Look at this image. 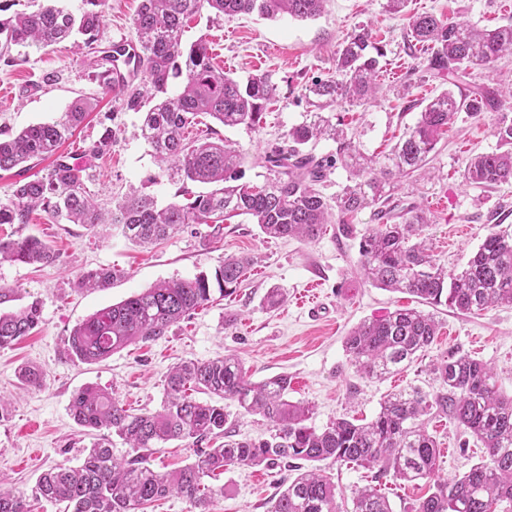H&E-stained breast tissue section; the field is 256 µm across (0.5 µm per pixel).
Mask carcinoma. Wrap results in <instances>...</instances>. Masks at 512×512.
Masks as SVG:
<instances>
[{
	"label": "carcinoma",
	"mask_w": 512,
	"mask_h": 512,
	"mask_svg": "<svg viewBox=\"0 0 512 512\" xmlns=\"http://www.w3.org/2000/svg\"><path fill=\"white\" fill-rule=\"evenodd\" d=\"M327 0H141L133 18L136 39L131 46L113 44L103 51L92 79L111 92L123 109L142 114L140 137L154 158L167 164L168 177L208 190L192 195L183 188L185 204L158 206L154 196L134 190L111 211H103L85 190L89 167L58 152L71 130L82 123L91 104L77 98L62 120L31 125L0 139V170L32 160L54 157L45 176L13 184L11 199L0 202L1 224H27L40 208L56 220L91 228L113 224L126 238L151 244L185 224H218L245 215L268 238L316 240L324 224L337 215L340 231L352 232L349 219L372 207L381 228L360 238V269L378 288L409 293L432 306L446 305L462 314L496 306H512V229L496 225L457 273L436 262L422 235L428 224L422 209L409 203L394 211L391 191L401 178L422 168L435 151L444 128L458 113L478 117L503 105L497 88H452L428 101L416 123L382 157L359 151L344 128L323 112H310L288 130L284 141L266 151L261 162L271 177L256 185H239L242 156L224 140L189 141L186 128L206 114L225 127L259 125L276 85L267 75L241 83L217 70L208 43L200 38L186 46L185 27L207 6L218 16L256 13L264 18L288 15L305 20L321 14ZM104 0H83L73 13L59 0H45L31 12L0 20V57L11 60L13 48L42 50L69 37L95 50L103 25ZM410 45L430 48L428 69L435 76L457 77L473 66H488L512 55V22L485 30L464 20H443L431 14L408 18ZM381 46L365 28L351 33L336 51V78L317 80L308 94L327 104L338 98L363 104L378 92ZM182 89L169 93L173 79ZM498 148L470 158L463 173L476 187L512 183V122L495 126ZM328 138L336 152L318 157L305 151L312 141ZM112 148L107 129L82 155L99 158ZM348 171V183L327 198L319 189L331 170ZM56 256L35 237L0 239V261L48 264ZM246 256H226L214 277L164 280L118 303L98 310L77 324L67 339V353L83 363H96L136 342L155 341L181 320L210 303L233 294L250 265ZM115 277L110 269L89 270L80 284L103 288ZM40 301L16 312H0V348L28 336L41 323ZM439 332L435 317L416 308H401L368 319L352 329L345 350L359 372L382 380L431 346ZM439 383L433 392L401 390L384 396L376 415L358 424L340 417L317 429L309 424L310 405L288 400L291 381L277 375L251 381L239 358L230 353L206 362L183 361L166 376V399L156 413L135 414L111 393L87 386L75 393L70 413L75 422L107 433L92 443L78 468L60 465L41 474L32 496L64 505L63 512H140L145 506L177 494L198 512H209L216 490L204 478L232 466L283 464L293 476L271 500L268 512H340L336 484L314 462L375 470V478L392 483L424 480L432 493L418 500L413 512H512V395L498 385L494 368L468 353L453 352L433 364ZM42 369L24 366L19 378L26 386L41 385ZM215 395L258 414L272 425L260 441L230 438V413L217 403L198 401L192 393ZM437 411L448 415L484 446L487 459L461 476H439V448L426 426ZM129 451L117 458L111 436ZM224 436L214 448L199 444ZM190 440L197 459L173 474L150 467L151 451L170 440ZM0 512H30L23 496L0 487ZM349 512H392L380 487L367 484L352 491Z\"/></svg>",
	"instance_id": "carcinoma-1"
}]
</instances>
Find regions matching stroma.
Masks as SVG:
<instances>
[{"label": "stroma", "instance_id": "obj_1", "mask_svg": "<svg viewBox=\"0 0 512 512\" xmlns=\"http://www.w3.org/2000/svg\"><path fill=\"white\" fill-rule=\"evenodd\" d=\"M139 3L106 0L100 45L134 39L132 18ZM385 4L386 0H328L323 13L310 20L286 15L263 19L254 14L215 19L210 11H202L190 22L184 44L205 38L216 67L242 81L269 75L277 92L256 127L218 126L203 115L186 130V137L195 140L214 133L228 140L244 157L241 182L263 183L267 171L259 165V155L304 121L311 109L307 87L334 76L340 43L354 26L364 24L373 41L386 50L379 95L363 105L339 100L330 110L343 116L362 151L388 152L416 122L421 102L447 90L449 83L430 75L422 50L409 46L403 17L389 13ZM406 10L444 20L458 17L489 29L512 21V0H408ZM13 56L10 63L0 60V135L56 121L75 97L91 98L96 109L61 147L62 152L81 154L100 137L104 113H113L112 148L92 160L88 192L108 209L133 188L154 195L162 205L175 201L176 184L136 135L139 113L122 109L113 94L91 80L95 55L78 51L66 40L40 51L18 48ZM503 116L512 119V103L478 118L459 113L429 164L404 179L395 192L402 203H416L425 211L424 234L432 242L433 257L448 269L465 265L498 215L512 216V184L482 189L463 179L472 156L497 149L495 124ZM352 224L347 236L333 223L314 241L269 239L247 217L239 216L221 224H189L147 246L126 239L115 226L59 224L40 210L31 214L29 223L1 224L0 238L37 237L56 259L45 265L0 262V288L15 291L13 300L0 304L1 311L34 299L42 303V322L32 334L0 349V397L10 404L8 416L0 420V477L28 496L45 470L83 462L96 433L79 426L69 412L71 397L81 388L95 385L114 394L127 409L155 412L162 408L166 374L173 365L227 353L238 355L252 381L288 374L289 400L312 405V423L318 428L340 416L372 419L391 391L436 390L430 368L455 351L493 366L504 392L511 394L510 306L471 315L438 307L439 334L431 347L386 380L362 378L345 351L348 332L365 319L415 307L417 301L362 278L358 243L361 233L376 225L372 210L357 214ZM230 254L252 260L235 293L196 311L158 340L128 346L98 363L69 358V332L97 310L160 280L214 274ZM99 268L115 272L109 286H79L81 274ZM310 285L318 296L312 307L301 302ZM273 287L285 294L275 309L264 302ZM26 364L43 369L40 386H22L18 370ZM427 429L440 449L443 475L459 476L485 461L481 442L447 415H433ZM287 477L282 466L232 467L211 480L218 493L210 510L266 512Z\"/></svg>", "mask_w": 512, "mask_h": 512}]
</instances>
